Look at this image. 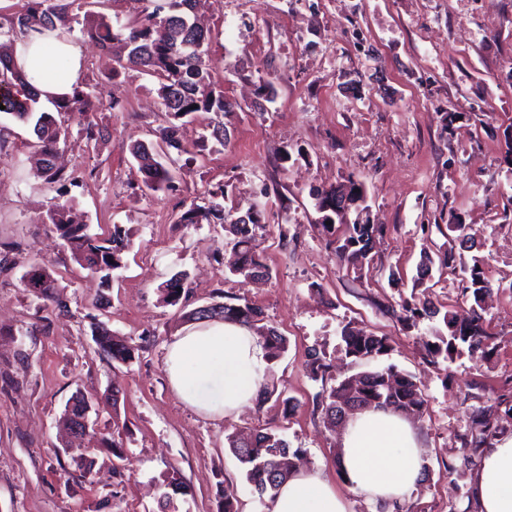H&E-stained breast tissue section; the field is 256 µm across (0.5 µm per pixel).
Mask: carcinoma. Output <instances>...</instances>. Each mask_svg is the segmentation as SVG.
<instances>
[{"label": "carcinoma", "instance_id": "cac0c4a2", "mask_svg": "<svg viewBox=\"0 0 512 512\" xmlns=\"http://www.w3.org/2000/svg\"><path fill=\"white\" fill-rule=\"evenodd\" d=\"M76 0H23L20 7L8 14H0V85L6 92L0 95V106L4 113L16 121L33 128L35 141L32 147L40 156L37 177L48 184L74 183L75 178L55 166V158L61 147L72 137L67 118L78 114V135L86 146H96L106 139L107 132L94 120L100 100L91 84L78 86L73 96L53 104L54 111L45 110L40 103L39 92L29 86L14 61L16 41L30 31H53L64 21ZM195 0H158L153 11L141 12L133 20L118 27L104 17L91 12L85 14L84 33L94 41L101 51L112 54L116 67L111 78L115 79L129 70L154 77L157 80V94L161 99L167 120L159 126L154 136L156 141L130 146L129 152L145 174L144 187L149 192H158L171 186V171L157 160L158 153H189L179 138L177 121L189 114L226 110L224 92L211 82L205 67L203 45L208 40V30L192 21L189 12L194 9ZM210 133L202 137L195 154L207 150L209 141L224 144L227 131L224 123L209 124ZM50 223L54 224L70 250L75 262L92 273L108 272L120 266L122 254L127 247L118 226L106 236L91 235L80 224L74 206L70 203L57 204L49 212ZM216 219L229 223L230 244L236 257L230 272L244 277L267 275L266 265L257 253V237L265 229L260 214L255 212L248 221L232 223L233 208L221 204H198L182 214L180 223L199 224ZM324 232L335 236L336 255L346 269L355 273L371 261L370 251L376 236L382 234V224H347L342 234H336L335 225H322ZM470 226L458 220L448 221V248L423 256L419 264L415 286H421L429 276L430 265L439 260L440 265L450 267L456 260L458 244L472 239ZM461 288L470 306L463 310H448L443 315L447 333H435L434 340L427 342L432 358L446 360L468 354L489 359L492 351L490 335L484 327L482 293L490 291V282L479 263L460 264ZM24 287L41 308L62 309L65 302L57 292V283L45 266H32L22 276ZM182 279L174 278L161 289L162 302L177 305L183 295ZM384 310L406 325H414L420 319H430L438 314L431 303L419 305L412 299L403 298L397 304L384 306ZM222 321H236L253 328L268 352L267 360L275 362L288 350V339L277 330L262 324L263 313L258 307L223 303L216 313ZM346 355L357 361L370 360L388 354V338L366 332L350 325L340 330ZM100 353L114 361L126 362L132 359L134 347L104 330L97 336ZM278 394L285 412H291L297 400L287 395L286 390L275 392L263 384L256 409L260 410L273 394ZM426 405L425 394L414 377L394 365L366 370L358 374L356 385L346 378L330 388L327 396L319 401L324 424L330 430L341 426L345 418L360 409L375 407L393 411L421 413ZM496 434L491 410L487 409L472 417L468 434L461 437L464 461L482 452ZM228 447L244 466L245 480L260 499L273 500L280 485L288 479L295 467V459L303 454L300 448H292L287 439L273 431H258L247 437L230 435Z\"/></svg>", "mask_w": 512, "mask_h": 512}]
</instances>
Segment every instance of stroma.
<instances>
[{"instance_id":"35a3bbf8","label":"stroma","mask_w":512,"mask_h":512,"mask_svg":"<svg viewBox=\"0 0 512 512\" xmlns=\"http://www.w3.org/2000/svg\"><path fill=\"white\" fill-rule=\"evenodd\" d=\"M196 17L211 31L204 59L228 103V140L180 156L171 188L144 193L129 154L163 122L156 80L131 71L108 82L112 61L94 43L85 80L120 106L95 113L110 134L96 151L74 138L63 152L75 184L38 178L31 128L0 112L11 132L0 151V512H160L170 476L185 487L175 512H220L228 489L239 512H268L226 440L259 430L304 449L303 466L325 472L347 512H384L348 492L338 437L316 406L324 387L366 367L342 350L347 323L388 337L390 353L371 365L413 375L428 400L411 419L428 474L409 506L471 512L474 466L462 459L460 435L486 408L512 435V0H197ZM350 178L365 188L368 219L386 227L358 273L341 266L315 199ZM220 194L237 213L261 209L267 277L229 273L223 225L180 223L192 202ZM71 200L89 233L118 226L130 240L108 278L77 264L48 219L53 204ZM453 214L472 227L462 262L479 261L491 284L493 350L486 361L465 354L434 365L425 343L442 320L408 329L382 306L412 295L443 311L466 307L456 270L433 265L429 289L412 286L421 253L445 243L439 228ZM34 263L48 266L65 311L43 313L24 291ZM179 273L186 293L164 304L160 290ZM231 298L259 307L287 337L266 381L297 398L292 412L272 399L217 422L172 393L165 349L186 313ZM104 328L136 345L132 361L99 354ZM313 348L331 364L321 380L307 369ZM78 393L102 437L67 448L59 419ZM82 460L90 472L78 469Z\"/></svg>"}]
</instances>
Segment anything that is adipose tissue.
<instances>
[{
    "instance_id": "1",
    "label": "adipose tissue",
    "mask_w": 512,
    "mask_h": 512,
    "mask_svg": "<svg viewBox=\"0 0 512 512\" xmlns=\"http://www.w3.org/2000/svg\"><path fill=\"white\" fill-rule=\"evenodd\" d=\"M15 60L44 103L69 96L81 80L86 54L77 39L32 32L15 45ZM267 356L253 331L213 321L186 328L169 342L164 371L170 388L205 417L221 420L253 406ZM339 463L348 488L389 512L416 489L425 461L416 431L402 414L368 409L351 416L339 437ZM477 512H512V437L480 456L470 480ZM270 512H347L343 496L322 470L295 471L281 485Z\"/></svg>"
}]
</instances>
